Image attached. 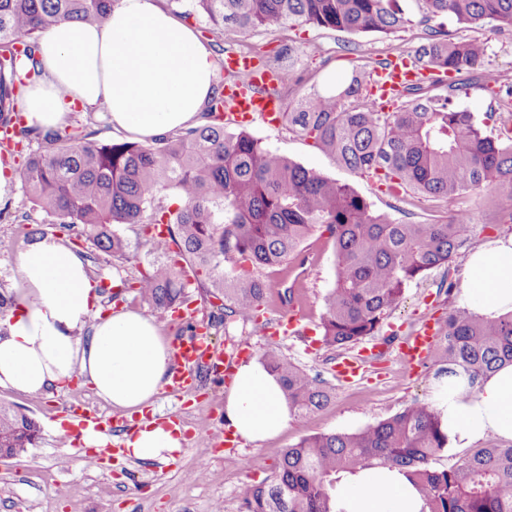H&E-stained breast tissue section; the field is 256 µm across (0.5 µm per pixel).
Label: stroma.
Here are the masks:
<instances>
[{"label":"stroma","instance_id":"35a3bbf8","mask_svg":"<svg viewBox=\"0 0 512 512\" xmlns=\"http://www.w3.org/2000/svg\"><path fill=\"white\" fill-rule=\"evenodd\" d=\"M443 28L456 38L485 41L488 51L484 68L512 80V30H501L487 22L467 28L451 18L444 20ZM427 38V28L416 22L388 36L298 24L274 34H255L250 43L257 52V61L263 63L275 61L281 48H294L302 81L285 98L292 105L323 82L346 80L354 66L414 55ZM248 131L305 168L351 183L373 209L391 212L395 219L441 223L450 211L464 209L472 218V246L512 234V224L500 223L497 208L484 196L464 194L450 201L412 196L407 203L399 204L390 195L378 192L373 178L338 167L332 157L314 148L311 140L298 136L287 126L270 128L257 122ZM0 204L10 213L9 219L0 221V292L7 294L12 288L16 256L27 246V227L14 223V215L29 213L49 236L55 228L51 218L32 210L22 189H14ZM123 236L128 259L117 261L102 255L88 263L87 269L93 276L104 277L113 291L120 294L116 301L102 299L103 311L128 309L146 314L149 306L127 283L144 271L148 261L162 257L163 251L150 242L148 232L140 227L124 226ZM304 252L311 256L312 263L303 275H296L291 269L271 275L279 293L299 284L303 335L276 341L265 339L254 334L251 318L225 322L219 299L195 289L189 295L198 319L212 323L216 338L225 346L248 347L255 359L267 348L276 347L307 373L323 380L332 393V401L325 409L294 418L275 438L256 445L243 443L236 452L229 453L214 450L204 435L213 422L223 420V413H211L206 404L185 405L161 394L153 405L157 418L180 415L185 430L192 432V439L184 441L181 451L166 461H140L115 455L104 469L93 471L86 469L82 461L84 443L68 441L56 432L55 424L63 417L60 405L78 402L116 420L121 419V412L102 401L80 378L74 379L65 391L51 390L38 396L0 387V402L14 405L41 428L36 445L26 454L0 461V512H239L245 492L269 478L283 450L301 438L317 433L354 432L396 414L412 401L430 402L435 392L436 365L428 361L413 370L401 367L393 341L408 336L422 318L447 313L448 297L439 286L444 280L463 285V263L432 270L423 281L407 288L403 300L380 330L363 342L367 349L380 345L381 355L367 363L361 378L346 383L336 379L331 369L336 353L323 345L318 329L323 297L335 282L334 251L326 236L317 232L306 241ZM202 459L208 463L209 475L187 480V472L194 470Z\"/></svg>","mask_w":512,"mask_h":512}]
</instances>
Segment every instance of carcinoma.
Returning <instances> with one entry per match:
<instances>
[{
    "instance_id": "carcinoma-1",
    "label": "carcinoma",
    "mask_w": 512,
    "mask_h": 512,
    "mask_svg": "<svg viewBox=\"0 0 512 512\" xmlns=\"http://www.w3.org/2000/svg\"><path fill=\"white\" fill-rule=\"evenodd\" d=\"M216 29H231L238 47L251 49L255 33L292 23L338 31L394 34L419 18L436 23L417 61L441 77L410 87L399 110L379 112L358 66L342 83L303 96L282 113V124L314 141L336 164L377 176L389 190L454 199L504 194L512 224V140L487 134L456 97L482 63L486 44L442 30L451 17L470 26L494 22L512 29V0H173ZM117 0H0V125L11 123L18 96L41 73L28 66L40 35L61 22H102ZM299 83L294 62L279 65ZM224 82L207 101V122L151 139L99 144L65 128L44 134L48 150L32 154L17 171L37 210L75 231L104 255L126 260L124 225H168L165 251L134 281L160 316L199 288L222 300L224 318L244 317L271 303L269 270L286 268L317 229L335 252V283L323 299L322 342L349 349L375 334L413 282L465 257L469 216L442 224L398 221L373 210L346 182L309 170L264 145L244 128H227ZM441 92H436V89ZM175 196L177 208L164 200ZM194 273L189 283L183 270ZM433 360L437 379L471 394L483 378L512 364V313L484 318L454 305L441 321ZM261 363L275 375L298 417L323 409L331 393L276 349ZM38 423L0 403V452L24 454ZM448 435L429 403L415 400L395 415L352 433H319L286 449L269 480L248 489L241 512H336L339 474L359 467L404 470L427 512H512V445L490 443L447 469L432 466Z\"/></svg>"
}]
</instances>
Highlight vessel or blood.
I'll return each instance as SVG.
<instances>
[{"instance_id":"b4317fda","label":"vessel or blood","mask_w":512,"mask_h":512,"mask_svg":"<svg viewBox=\"0 0 512 512\" xmlns=\"http://www.w3.org/2000/svg\"><path fill=\"white\" fill-rule=\"evenodd\" d=\"M225 71L232 77L231 82L224 86L227 100L225 122L245 125L260 119L270 125L277 124L284 104L273 95L272 89L282 83V74L260 67L253 59L238 56L227 60ZM430 74V69L419 70L410 65L406 58L394 57L371 73L366 90L381 109L386 110L395 106L408 86ZM300 321V312L293 309L276 321L264 315L254 319L259 335L269 339L287 335L297 328ZM437 331L436 320H423L416 330L399 342L398 355L401 360L410 366L421 365L434 350ZM239 360V351L224 350L212 340L208 326L193 323L186 334L175 337L171 342V366L163 390L183 403H197L204 397V378L209 377L223 384L231 382ZM66 411L78 431L91 430L112 436L152 419L148 411L140 417L116 422L78 405L67 406Z\"/></svg>"}]
</instances>
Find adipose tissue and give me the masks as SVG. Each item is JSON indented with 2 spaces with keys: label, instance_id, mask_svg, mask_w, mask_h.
Here are the masks:
<instances>
[{
  "label": "adipose tissue",
  "instance_id": "adipose-tissue-1",
  "mask_svg": "<svg viewBox=\"0 0 512 512\" xmlns=\"http://www.w3.org/2000/svg\"><path fill=\"white\" fill-rule=\"evenodd\" d=\"M43 79L29 88L30 124L51 129L72 106H104L113 128L145 140L199 123L217 64L189 26L156 0H119L98 25L58 24L35 54ZM466 305L496 318L512 313V235L484 243L464 264ZM98 280L78 255L53 239L16 259V304L0 332V386L25 394L63 390L82 376L115 409H139L158 396L170 367L156 319L130 310L99 314ZM441 427L461 447L495 436L512 441V364L500 367L468 399L435 398ZM224 415L248 442L281 434L293 419L277 378L240 365ZM129 457L164 460L181 450L176 431L148 423L123 440ZM342 512H423L405 474L374 466L346 474Z\"/></svg>",
  "mask_w": 512,
  "mask_h": 512
}]
</instances>
